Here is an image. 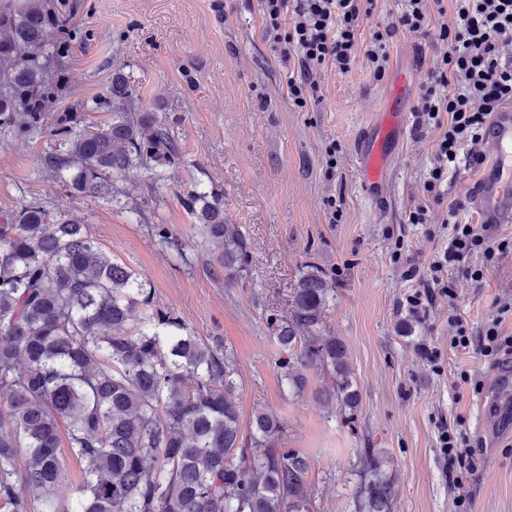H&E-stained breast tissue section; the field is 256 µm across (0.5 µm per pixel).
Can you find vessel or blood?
<instances>
[{"instance_id":"b4317fda","label":"vessel or blood","mask_w":512,"mask_h":512,"mask_svg":"<svg viewBox=\"0 0 512 512\" xmlns=\"http://www.w3.org/2000/svg\"><path fill=\"white\" fill-rule=\"evenodd\" d=\"M406 84V76L396 78L392 106L359 146L361 181L373 192L386 181L394 142L406 124V112L401 106ZM486 141L492 156L471 192V204L480 223L499 227L512 224V104L492 115L486 128Z\"/></svg>"}]
</instances>
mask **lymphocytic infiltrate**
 <instances>
[{"label": "lymphocytic infiltrate", "instance_id": "obj_1", "mask_svg": "<svg viewBox=\"0 0 512 512\" xmlns=\"http://www.w3.org/2000/svg\"><path fill=\"white\" fill-rule=\"evenodd\" d=\"M377 0H259L266 38L280 49L285 64L295 71L288 80V96L306 109L319 89L320 71L348 72L366 59L375 77L389 64L388 38L396 32L429 38L433 54L414 110L416 129L436 131L431 170L423 183V202L408 215L412 224L429 221V203L440 200L439 189L459 166L485 161V130L493 112L512 102V0H405L396 21L363 35L362 24ZM512 252V239L498 238L488 224H453L444 250L426 271L408 267L406 279L419 286L404 298L411 313L427 311L437 299L451 295L446 277L474 253L482 265L464 268L472 279H483L499 254ZM449 325L458 329L453 348L474 349L500 362L512 363V336L492 320L476 336L466 334L457 313Z\"/></svg>", "mask_w": 512, "mask_h": 512}]
</instances>
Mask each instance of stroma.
Masks as SVG:
<instances>
[{
    "instance_id": "obj_1",
    "label": "stroma",
    "mask_w": 512,
    "mask_h": 512,
    "mask_svg": "<svg viewBox=\"0 0 512 512\" xmlns=\"http://www.w3.org/2000/svg\"><path fill=\"white\" fill-rule=\"evenodd\" d=\"M53 2L72 30L65 58L51 48L39 58L62 69L57 111L74 114L86 130L111 120L108 85L121 72L136 110L165 121L181 157L130 168L115 178L118 193L105 203L48 177L45 160L59 144L46 129L21 134L0 125V216L37 204L85 224L113 259L143 277L158 305L223 346L240 374L241 420L261 409L274 413L287 447L308 457L312 512H357L354 491L369 450L393 484L392 512H461L439 445L444 422L476 448L465 483L471 512H512V428L491 423L499 366L451 348L448 323L453 308L469 332L497 318L512 334V253L479 281L453 271V299H439L427 315L401 305L412 287L404 270L427 267L447 243L442 218L452 200L466 199L479 173L463 169L449 179L431 223H407L435 150L433 131L408 126L382 196H370L359 179L357 145L387 111L395 75L429 61L433 44L393 36L379 81L362 60L346 74L324 71L321 99L302 112L288 97L287 66L262 34L257 0H229L223 12L215 0ZM332 143L330 179L325 150ZM198 186L222 199L226 220L247 241L248 261L236 276L226 275L183 204ZM161 224L180 250L160 241ZM310 265L335 290L324 329L346 344L361 394L353 414L323 397L332 386L323 371L309 372L298 398L281 379L288 352L270 321L287 315L291 290ZM426 347L440 350L438 363L424 358Z\"/></svg>"
}]
</instances>
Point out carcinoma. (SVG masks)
I'll return each instance as SVG.
<instances>
[{"label":"carcinoma","mask_w":512,"mask_h":512,"mask_svg":"<svg viewBox=\"0 0 512 512\" xmlns=\"http://www.w3.org/2000/svg\"><path fill=\"white\" fill-rule=\"evenodd\" d=\"M68 18L48 0L0 11V121H51L63 150L47 171L84 197L110 202L112 179L136 163L171 164L179 148L153 112L128 109L129 81L112 74V120L75 129L52 114L54 93L38 54L61 46ZM217 244L227 275L247 242L224 204L195 189L184 201ZM334 288L303 272L290 311L272 320L294 360L282 367L301 396L310 370L333 378L325 395L358 408L343 340L322 327ZM232 357L153 301L152 289L113 260L85 225L27 205L0 223V512H310L306 456L280 447L282 422L256 412L243 428ZM71 460L81 482L68 477ZM358 512H391L394 490L365 453Z\"/></svg>","instance_id":"cac0c4a2"}]
</instances>
